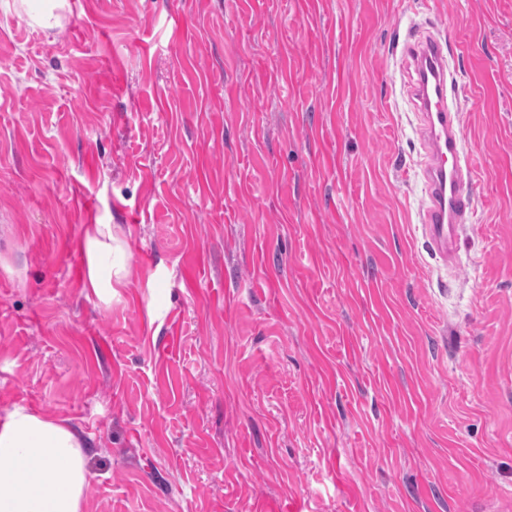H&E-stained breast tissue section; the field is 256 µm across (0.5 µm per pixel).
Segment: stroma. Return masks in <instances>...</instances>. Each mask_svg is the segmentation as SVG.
<instances>
[{
  "mask_svg": "<svg viewBox=\"0 0 512 512\" xmlns=\"http://www.w3.org/2000/svg\"><path fill=\"white\" fill-rule=\"evenodd\" d=\"M448 45L476 215L421 227L405 53ZM130 275L84 286L85 225ZM85 512H512V0H0V416ZM40 2H52V4L47 7H38ZM63 6L64 1L19 0L15 3L18 10L27 13L33 23L46 32L61 25V18L54 14V9H62ZM80 433L14 406L0 417V512H84L90 475Z\"/></svg>",
  "mask_w": 512,
  "mask_h": 512,
  "instance_id": "stroma-1",
  "label": "stroma"
}]
</instances>
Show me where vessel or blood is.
I'll use <instances>...</instances> for the list:
<instances>
[{
    "label": "vessel or blood",
    "mask_w": 512,
    "mask_h": 512,
    "mask_svg": "<svg viewBox=\"0 0 512 512\" xmlns=\"http://www.w3.org/2000/svg\"><path fill=\"white\" fill-rule=\"evenodd\" d=\"M416 80L410 93L422 117L428 161L423 169L429 203L422 215L423 232L432 248L454 261L457 242L474 214L468 174L462 165L464 126L458 108L448 102V59L435 38L419 39L406 48Z\"/></svg>",
    "instance_id": "b4317fda"
}]
</instances>
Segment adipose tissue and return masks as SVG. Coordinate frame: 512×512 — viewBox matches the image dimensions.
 Segmentation results:
<instances>
[{
    "instance_id": "1",
    "label": "adipose tissue",
    "mask_w": 512,
    "mask_h": 512,
    "mask_svg": "<svg viewBox=\"0 0 512 512\" xmlns=\"http://www.w3.org/2000/svg\"><path fill=\"white\" fill-rule=\"evenodd\" d=\"M82 245L85 285L110 301L130 274L114 225H87ZM89 486L84 441L77 430L22 406L0 417V512H84Z\"/></svg>"
}]
</instances>
